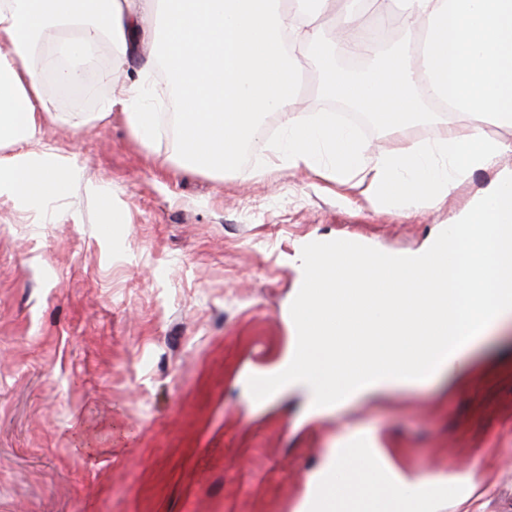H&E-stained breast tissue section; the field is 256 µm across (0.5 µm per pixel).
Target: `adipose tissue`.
<instances>
[{
    "label": "adipose tissue",
    "mask_w": 512,
    "mask_h": 512,
    "mask_svg": "<svg viewBox=\"0 0 512 512\" xmlns=\"http://www.w3.org/2000/svg\"><path fill=\"white\" fill-rule=\"evenodd\" d=\"M330 0L312 9L297 0H0V198L18 209L43 211L68 196L83 171L68 160L35 152L45 121L57 114L45 94V72L60 84L81 82L100 45H108L114 65L126 64L144 39L152 56L126 81L104 72L109 92L92 112L72 115L83 129L121 108L129 130L150 143L159 115L146 100L150 77L164 68L177 106L176 162L185 169L221 172L239 163L243 147L259 141L267 114L278 115L287 131L275 156L283 169H307L338 186L358 190L375 209L409 216L437 209L448 195L480 170L512 153V0H378L380 17L400 16L423 36L415 52H394L366 77L333 65L332 49L360 48L353 13L335 18V41L319 22ZM320 57L322 89L355 104L388 132L400 134L422 114L419 90L444 100L463 116L445 124L433 143L400 139L374 153L354 132L320 116L295 113L299 59ZM499 135H489L487 121ZM464 233L437 259L436 271L397 270L390 282V305L380 311L349 300L351 288L375 291L377 265L371 254L339 251L301 256L306 273L317 276L344 322L359 328L379 324L371 336H325L323 302L302 312L309 330L303 356L305 375L285 382L303 393L306 416L324 415L319 395L351 394L355 400L412 386L447 373L463 375L473 365L471 349L485 334L512 319V300L501 299L503 268L512 265V178L497 182L465 219ZM447 285L434 289L435 276ZM440 327L431 328L427 317ZM369 445L363 465L342 453L325 455L322 466L358 482L357 497L324 495L323 512H391V501L409 492L404 512H418L414 492L434 484L461 501L452 480L410 469L396 448L352 419L338 447Z\"/></svg>",
    "instance_id": "obj_1"
}]
</instances>
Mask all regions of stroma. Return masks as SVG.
Here are the masks:
<instances>
[{"label": "stroma", "instance_id": "35a3bbf8", "mask_svg": "<svg viewBox=\"0 0 512 512\" xmlns=\"http://www.w3.org/2000/svg\"><path fill=\"white\" fill-rule=\"evenodd\" d=\"M41 143L86 177L51 212L0 199V512H292L347 419H305L299 394L256 403L246 383L293 334L300 243L357 236L413 254L460 221L512 154L447 204L408 218L327 189L306 169L256 160L185 171L170 133L144 147L120 109ZM109 188L126 221H102ZM476 369L361 403L364 426L413 466L445 474L467 449L486 471L470 512H512V327Z\"/></svg>", "mask_w": 512, "mask_h": 512}]
</instances>
